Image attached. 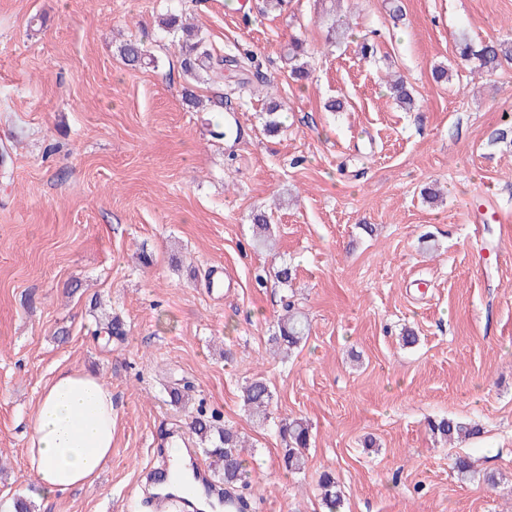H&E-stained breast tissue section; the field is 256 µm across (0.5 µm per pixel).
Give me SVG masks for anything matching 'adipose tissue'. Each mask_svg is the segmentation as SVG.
Returning <instances> with one entry per match:
<instances>
[{"label":"adipose tissue","mask_w":512,"mask_h":512,"mask_svg":"<svg viewBox=\"0 0 512 512\" xmlns=\"http://www.w3.org/2000/svg\"><path fill=\"white\" fill-rule=\"evenodd\" d=\"M112 390L85 370L64 369L36 408L26 459L45 496L92 486L112 458Z\"/></svg>","instance_id":"obj_1"}]
</instances>
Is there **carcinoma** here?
<instances>
[{
    "mask_svg": "<svg viewBox=\"0 0 512 512\" xmlns=\"http://www.w3.org/2000/svg\"><path fill=\"white\" fill-rule=\"evenodd\" d=\"M162 25L169 33L182 32L181 36V70L190 79L197 81L209 75L214 66H225L230 71L242 68L237 56L228 54L216 57L207 46L200 31L178 24V15L168 14ZM120 56L131 66L151 65L155 63L148 49L141 41L129 40L120 46ZM459 58L464 62L475 63L477 73L493 72L503 64L512 63V41L490 39L478 45L463 39L457 47ZM305 54L303 42L294 38L288 44V58L293 61L290 77L296 82L309 78V70L299 62ZM393 100L404 108L413 105L414 99L406 83L400 78L389 77L384 80ZM256 238L265 243L270 237V216L259 211L253 215ZM309 323L307 317L287 305L286 313L280 318L277 330L270 337L274 350L286 355L299 347L307 337ZM272 393L268 384L261 378L250 380L243 388V402L248 416L260 426L270 421L269 406ZM278 435L283 442V464L290 473H300L305 468V450L311 440V428L299 418H283L275 424ZM429 430L450 441L469 439L479 433V429L471 424L442 418L428 423ZM189 429L197 440L208 445L206 452L221 462L220 474L224 476V484L235 485L245 481L247 476L246 460L242 455V440L238 432L231 426L220 427L202 414L192 417ZM318 486L321 501L327 512H340L343 495L336 477L330 472L320 475Z\"/></svg>",
    "mask_w": 512,
    "mask_h": 512,
    "instance_id": "obj_1",
    "label": "carcinoma"
}]
</instances>
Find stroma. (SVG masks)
Segmentation results:
<instances>
[{
  "instance_id": "35a3bbf8",
  "label": "stroma",
  "mask_w": 512,
  "mask_h": 512,
  "mask_svg": "<svg viewBox=\"0 0 512 512\" xmlns=\"http://www.w3.org/2000/svg\"><path fill=\"white\" fill-rule=\"evenodd\" d=\"M400 20H393L394 8ZM175 10L216 53L248 52L264 82L184 98ZM349 21L328 43L333 17ZM512 40V0H0V499L31 512H148L141 474L196 410L245 437L251 512H512V65L471 73L456 41ZM302 39L310 78L284 49ZM143 40L155 64L126 66ZM374 43L363 58L362 40ZM449 81L435 83L434 67ZM402 76L405 111L381 83ZM340 98L344 111L328 112ZM283 128L268 135L269 103ZM271 209L273 247L252 245ZM296 269L276 282L281 262ZM236 276L211 286L214 271ZM310 324L288 358L268 338L287 304ZM119 318L123 333L105 331ZM418 344L403 346L404 330ZM62 369L112 389V459L92 487L43 498L25 448ZM266 379L274 419L312 428L303 472L283 471L274 427L242 388ZM189 383L187 407L168 390ZM478 425L451 442L428 420ZM459 456L499 484L464 480ZM318 486L321 491V501L327 512H340L343 505V495L336 477L330 472L320 475Z\"/></svg>"
}]
</instances>
